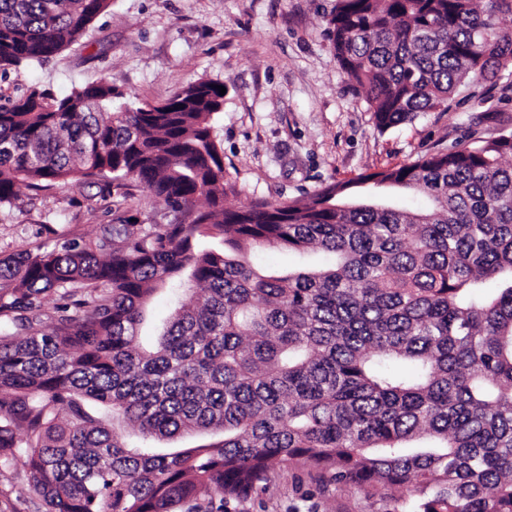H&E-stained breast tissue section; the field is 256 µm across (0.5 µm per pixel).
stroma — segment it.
Here are the masks:
<instances>
[{
  "instance_id": "obj_1",
  "label": "stroma",
  "mask_w": 512,
  "mask_h": 512,
  "mask_svg": "<svg viewBox=\"0 0 512 512\" xmlns=\"http://www.w3.org/2000/svg\"><path fill=\"white\" fill-rule=\"evenodd\" d=\"M336 0H112L49 61L0 67V104L43 86L64 96L105 80L131 106L162 103L199 79L224 84L214 135L229 207L304 199L329 183L392 168L458 141L512 129V68L496 88L465 85L447 111L379 131L363 89L340 70L326 18ZM112 215L98 184L33 191L0 208V257L62 239L92 240ZM405 490L367 495L280 464L229 512H393ZM0 512H44L23 465L0 471Z\"/></svg>"
}]
</instances>
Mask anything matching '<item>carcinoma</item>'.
Instances as JSON below:
<instances>
[{
	"label": "carcinoma",
	"instance_id": "cac0c4a2",
	"mask_svg": "<svg viewBox=\"0 0 512 512\" xmlns=\"http://www.w3.org/2000/svg\"><path fill=\"white\" fill-rule=\"evenodd\" d=\"M110 2L0 0V66L49 60ZM505 14L512 0H336L326 24L386 131L512 67ZM214 85L135 108L107 81L36 87L0 106V205L20 183L121 189L96 240L0 259V466L24 464L45 512H224L285 462L369 495L408 486L404 512H512V130L231 209ZM133 184L173 220L127 223ZM264 245L335 262L263 272ZM186 281L204 294L140 346L152 295Z\"/></svg>",
	"mask_w": 512,
	"mask_h": 512
}]
</instances>
